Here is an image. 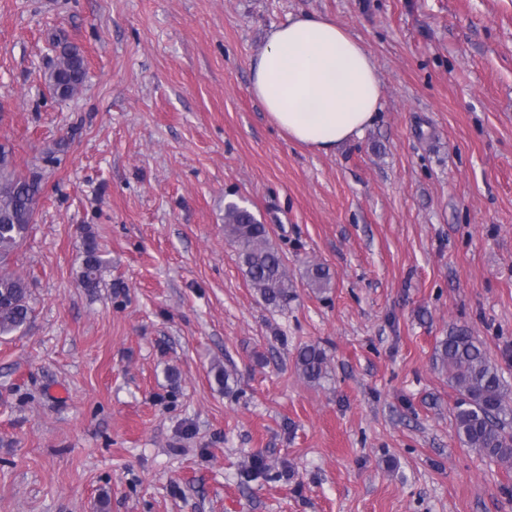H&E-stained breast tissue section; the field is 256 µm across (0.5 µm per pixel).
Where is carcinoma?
Masks as SVG:
<instances>
[{"label": "carcinoma", "mask_w": 512, "mask_h": 512, "mask_svg": "<svg viewBox=\"0 0 512 512\" xmlns=\"http://www.w3.org/2000/svg\"><path fill=\"white\" fill-rule=\"evenodd\" d=\"M83 58L71 47L61 49L49 84L62 99L73 97L84 85ZM39 180L15 174L9 148L0 144V335L21 330L30 320L29 284L7 271L11 253L25 240L33 221ZM224 232L237 249L241 272L261 300L285 308L295 297V284L284 256L270 242L267 225L236 203L224 207ZM108 264L96 240L85 236L79 284L94 293L100 288ZM307 285L319 292L331 288L329 267L316 261L303 272ZM433 365L448 376L457 392L452 408L455 434L466 448L512 469V392L488 357L484 342L469 329L448 332L435 347ZM296 366L302 378L318 383L327 374V356L310 343L297 351Z\"/></svg>", "instance_id": "obj_1"}]
</instances>
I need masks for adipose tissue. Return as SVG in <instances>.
<instances>
[{
    "instance_id": "adipose-tissue-1",
    "label": "adipose tissue",
    "mask_w": 512,
    "mask_h": 512,
    "mask_svg": "<svg viewBox=\"0 0 512 512\" xmlns=\"http://www.w3.org/2000/svg\"><path fill=\"white\" fill-rule=\"evenodd\" d=\"M250 92L291 141L326 154L359 137L382 106L370 51L336 19L316 14L269 32L251 64Z\"/></svg>"
}]
</instances>
